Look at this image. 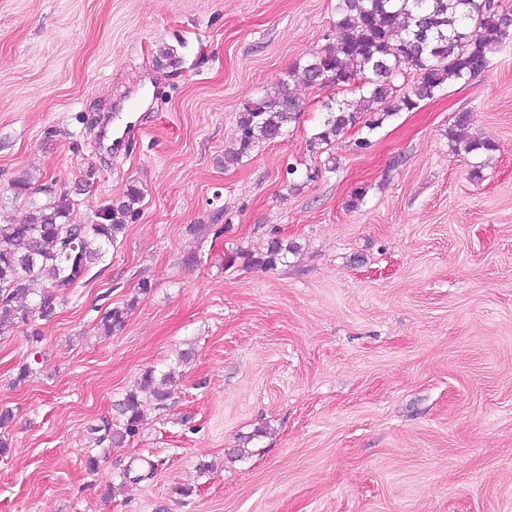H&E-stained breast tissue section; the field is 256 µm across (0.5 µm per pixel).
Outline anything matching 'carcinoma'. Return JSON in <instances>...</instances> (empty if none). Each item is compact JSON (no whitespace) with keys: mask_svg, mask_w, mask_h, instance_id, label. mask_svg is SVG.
Segmentation results:
<instances>
[{"mask_svg":"<svg viewBox=\"0 0 512 512\" xmlns=\"http://www.w3.org/2000/svg\"><path fill=\"white\" fill-rule=\"evenodd\" d=\"M335 29L334 42L246 104L237 119L236 147L225 153L224 162H239L256 142L282 136L298 120L302 102L290 89L292 83L323 88L337 83L352 86L359 94L328 108L307 144L308 151L319 153L357 125L371 133L448 85L479 76L490 67L492 55L512 38V5L494 6L492 0H337ZM406 68L413 69V80L401 87L397 81ZM321 74L330 82L318 84ZM471 121L470 112L456 113L448 140L467 154L494 149L487 140L460 138L459 131ZM11 187L16 196L29 199V210L20 223L0 220V335L27 326L28 337L37 342L41 338L37 322L51 320L60 293L80 284L104 261L139 212L143 193L132 186L121 200L98 211L97 222L78 224L67 195L56 197L25 177L12 180ZM39 193L49 200L35 201ZM127 315L125 307L107 309L97 329L110 338L125 326ZM179 380L172 370L144 372L137 386L116 404L123 427H105L98 442L107 440L119 447L133 437L143 421L140 391L150 390L163 403L175 394Z\"/></svg>","mask_w":512,"mask_h":512,"instance_id":"obj_1","label":"carcinoma"}]
</instances>
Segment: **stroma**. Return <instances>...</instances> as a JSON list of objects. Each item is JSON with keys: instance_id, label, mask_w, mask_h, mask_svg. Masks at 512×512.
<instances>
[{"instance_id": "obj_1", "label": "stroma", "mask_w": 512, "mask_h": 512, "mask_svg": "<svg viewBox=\"0 0 512 512\" xmlns=\"http://www.w3.org/2000/svg\"><path fill=\"white\" fill-rule=\"evenodd\" d=\"M335 20L336 0H0V210L24 219L19 176L84 224L144 194L40 343L0 337V512H512V41L364 149L355 127L309 152L352 93L295 87L287 135L225 164L245 104ZM461 110L493 150H453ZM173 368L89 472L95 428ZM127 307L115 306L106 309L99 317L96 324L100 334L105 338H110L112 335L122 330L125 326L128 311ZM179 380L180 375L172 370L159 374H156V371L152 369L144 372L137 386L129 390L122 400H119L116 404L118 413L124 418L123 427L111 429L107 424L103 426L104 429H95V432L105 431V434L98 438V443L108 440L111 447H120L126 442L127 437H133L143 421L142 404L139 398L140 391L149 389L154 399L163 403L175 394Z\"/></svg>"}]
</instances>
